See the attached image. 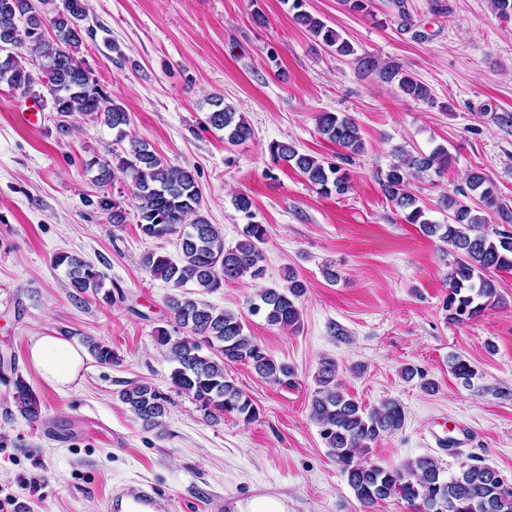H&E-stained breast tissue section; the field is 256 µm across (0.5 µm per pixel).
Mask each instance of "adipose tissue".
<instances>
[{"label": "adipose tissue", "instance_id": "adipose-tissue-1", "mask_svg": "<svg viewBox=\"0 0 512 512\" xmlns=\"http://www.w3.org/2000/svg\"><path fill=\"white\" fill-rule=\"evenodd\" d=\"M30 362L46 381L64 389L77 380L84 364V353L61 336L45 334L33 339Z\"/></svg>", "mask_w": 512, "mask_h": 512}]
</instances>
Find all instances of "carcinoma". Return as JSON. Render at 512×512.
<instances>
[{"instance_id":"carcinoma-1","label":"carcinoma","mask_w":512,"mask_h":512,"mask_svg":"<svg viewBox=\"0 0 512 512\" xmlns=\"http://www.w3.org/2000/svg\"><path fill=\"white\" fill-rule=\"evenodd\" d=\"M305 0H292L295 22L315 40L338 56L354 57L358 69L388 84H397L407 98L431 102L428 87L395 65H387L370 54H357L354 45L336 29L304 10ZM87 0H59L50 17L29 7V0H0V84L28 91L41 83L51 96L58 114L59 134L76 130L69 116L78 113L104 123L116 131V140L128 141L117 169L134 180L129 205L137 216L141 233L148 238L177 237L181 260L149 252L143 256V268L155 279L175 288L191 283L205 292H215L224 283L241 279L253 282L265 276L261 245L268 238L266 225L254 221L253 201L239 192L233 197L235 209L247 223L234 246L225 247L224 236L201 213L202 192L194 173L171 166L149 149L141 138L129 135L124 126L128 114L111 103L92 72L77 58L82 43L80 22L87 15ZM37 73H32L29 66ZM208 123L224 132V142L236 145L252 138L253 129L244 113L221 99L212 101ZM318 132L351 155L365 151V142L357 123L346 115L322 112L317 118ZM273 159L297 169L324 195H342L350 186L349 177L339 166L299 151L292 143L269 145ZM448 148L436 146L428 154H413L402 147L394 150L387 170L377 173L385 199L403 215L407 224H417L423 235L436 237L448 246L454 260L448 270V297L444 308L448 319L470 320L500 302L495 273L512 272V231L489 230L491 216L502 224L512 223V210L501 200L496 185L481 171L471 170L465 186L442 193L437 207L449 213L448 223L439 224L426 216L427 207L410 189L411 181L421 174L448 167ZM99 208L112 212V223L126 221V209L117 200L99 201ZM56 267H65L70 286L78 294L104 288L105 273L80 257L59 252L52 258ZM307 292V283L295 272H288L281 288H262L249 301L252 315L283 329L301 327L299 300ZM174 322L184 335L173 337L164 328L157 330L155 342L174 364L172 385L189 395L204 414H233L245 424L260 418V408L227 373L234 364L249 366L260 378L276 384L288 383L293 368L277 361L268 350L245 333L237 315L187 296L183 292L167 300ZM94 359L104 365L114 362L112 348L87 341ZM452 373L464 382L475 376L471 365L459 356L452 358ZM404 379H420V387L433 392L436 383L418 369L407 366ZM318 388L310 404V418L346 477L364 512H373L380 502L396 497L411 512H512V485L494 469L466 463L451 477L442 476L438 461L422 456L397 468L367 463L362 456L371 445L404 427L406 412L395 399L367 409L345 395L336 380V364L326 361L315 377ZM13 399L20 415L32 423L42 416V400L19 375L12 379ZM120 400L145 427L164 426L167 408L164 399L151 385L136 383L120 392Z\"/></svg>"}]
</instances>
